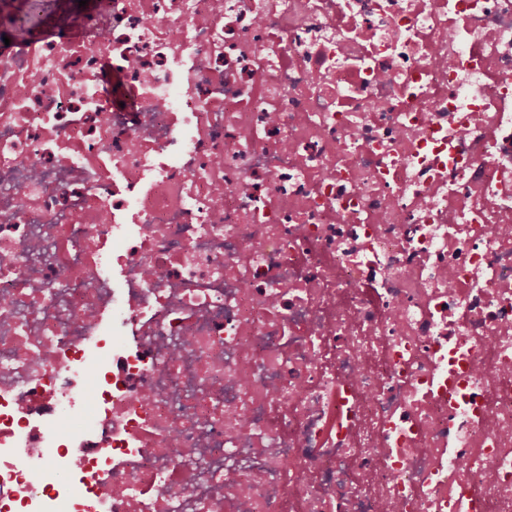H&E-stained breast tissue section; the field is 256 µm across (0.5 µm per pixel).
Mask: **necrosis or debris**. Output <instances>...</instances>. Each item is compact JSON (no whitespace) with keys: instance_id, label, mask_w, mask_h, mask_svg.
<instances>
[{"instance_id":"4bbe7bcc","label":"necrosis or debris","mask_w":512,"mask_h":512,"mask_svg":"<svg viewBox=\"0 0 512 512\" xmlns=\"http://www.w3.org/2000/svg\"><path fill=\"white\" fill-rule=\"evenodd\" d=\"M81 28L0 40V512H512V0Z\"/></svg>"}]
</instances>
